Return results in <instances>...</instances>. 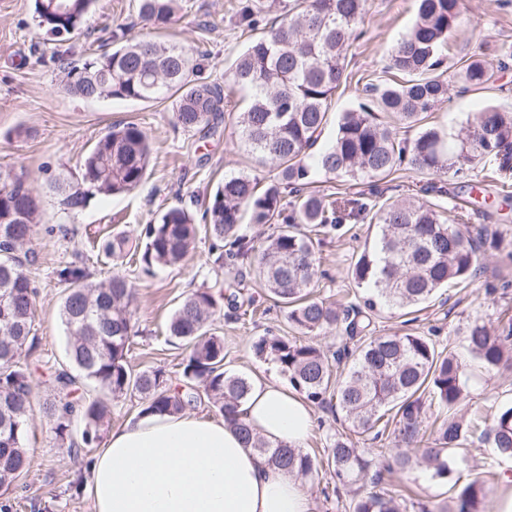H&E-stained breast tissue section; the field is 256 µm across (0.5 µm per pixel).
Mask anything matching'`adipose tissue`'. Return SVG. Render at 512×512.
I'll use <instances>...</instances> for the list:
<instances>
[{
	"label": "adipose tissue",
	"mask_w": 512,
	"mask_h": 512,
	"mask_svg": "<svg viewBox=\"0 0 512 512\" xmlns=\"http://www.w3.org/2000/svg\"><path fill=\"white\" fill-rule=\"evenodd\" d=\"M240 413L274 445L302 446L314 426L310 404L279 384H254ZM89 471L92 512H314L306 486L234 426L185 411L113 429Z\"/></svg>",
	"instance_id": "ef3b65f1"
}]
</instances>
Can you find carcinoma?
Segmentation results:
<instances>
[{
  "label": "carcinoma",
  "instance_id": "obj_1",
  "mask_svg": "<svg viewBox=\"0 0 512 512\" xmlns=\"http://www.w3.org/2000/svg\"><path fill=\"white\" fill-rule=\"evenodd\" d=\"M94 0H33L38 25L63 43L90 12ZM366 0H237L234 16L251 33L224 82L200 77L193 52L156 39L127 38L116 32L99 52L79 63H64V88L77 97L99 101L122 99L172 101V124L184 131L216 129L224 118V84L250 91L239 113L240 138L258 164L277 170L274 181L258 190L248 173L224 177L202 214L214 239L225 249L216 261L252 270L287 310L288 322L305 333L336 328L342 346L329 355L314 342L262 336L255 354L277 365L293 390L321 405L336 398L349 431L382 442L389 437L423 450L431 477L446 481L455 507L422 506V512H492L488 491L477 480L461 482L456 452L467 443H487L499 458H512V406L501 407L492 421L468 411V366L455 352L438 349L427 336L398 331L377 336L382 308L405 310L432 300L450 285H468L477 275L478 242L496 243L497 232L473 233L469 215L454 205L446 209L428 201L377 200L363 194L343 209L330 196L310 190L311 167L342 181L376 183L405 168L419 174L465 178L478 164L491 166L504 193L512 199V111L487 104L448 134L423 125L428 114L448 101L459 84L463 91L489 89L495 71L512 59V47L497 61L470 56L452 73L443 69L450 36L461 16V0H418L417 16L394 46L384 73L390 78L365 87L368 101L340 117L336 136L320 144L332 97L348 81L349 53L361 36ZM180 0H138V15L156 30L176 21ZM276 14L275 21L267 16ZM383 113L389 122L377 121ZM419 127L412 138L399 137L392 124ZM152 141L134 122L115 125L88 152L82 184L54 183L64 209L77 213L95 196L104 198L138 188L147 175ZM23 175L0 173V491L7 492L30 468L27 453L35 368L30 353L37 290L25 271L34 252L30 244L41 223L39 202ZM250 223L266 224L272 233L257 245L241 233L243 213ZM370 218L376 233L365 240L350 268L360 302L332 307L312 296L318 277L316 239L342 235L348 220ZM197 224L186 209L173 207L149 224L139 237L102 240L108 257L131 255L143 270L176 266L196 248ZM64 285L60 318L68 333L66 367L55 371L53 401L43 412L54 423L56 438L78 452L100 438L109 423L107 407L94 397L136 396L142 414L178 413L198 394L172 386L161 368L135 372L127 354L134 333L130 306L134 288L120 274L94 283L88 266L58 271ZM221 311L209 288L191 293L173 313L169 336L188 345L184 383L203 389L224 420L269 463L299 478L320 467L301 448L273 446L256 436L240 417L252 380L224 369V342L209 333ZM467 352L488 373L512 372V314L505 309L496 323L480 315L464 332ZM445 416L422 429L426 405ZM82 428L75 434L74 418ZM326 465L336 479L335 492H350L370 481L374 490L352 499V512H405L392 491L381 487L384 473H405L407 453L387 462L366 457L349 435H336Z\"/></svg>",
  "mask_w": 512,
  "mask_h": 512
}]
</instances>
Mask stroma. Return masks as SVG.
<instances>
[{"label": "stroma", "instance_id": "35a3bbf8", "mask_svg": "<svg viewBox=\"0 0 512 512\" xmlns=\"http://www.w3.org/2000/svg\"><path fill=\"white\" fill-rule=\"evenodd\" d=\"M235 3L185 0L180 20L160 37L194 47L201 55L203 76L223 79L249 41L234 24ZM137 5L138 0H96L62 56L35 21L32 0H0V172L24 175L43 212L32 242L36 259L27 267L39 292L35 314L38 343L32 354L39 369L32 382L36 410L30 421L31 465L17 486L0 499L8 504L9 512H91L84 462L93 451L70 452L59 443L52 422L41 410L54 395L51 370L64 360L66 334L59 316L63 286L58 271L83 257L93 281L115 273L125 275L135 287L131 311L137 330L127 355L129 365L137 372L163 368L172 383H179L188 352L166 337L171 316L196 289L225 290L234 280V270L217 263L213 240L203 229L198 232L195 252L181 266H157L148 272L128 261L98 254L95 244L120 233L139 236L146 225L156 223L172 207L201 216L224 177L250 173L265 185L275 176L272 166L255 162L238 135L236 122L248 102L246 90L228 86L224 122L219 132L208 137L174 128L166 103L85 100L64 90V60L87 57L96 48L97 38L119 24L132 25L133 35H143ZM416 12L417 0H367L365 34L351 49V76L345 89L332 98L323 141L334 138L341 113L363 102L365 81L382 79L390 51L411 28ZM451 45L447 60L451 67L461 57L478 54L492 58L501 47L512 45V0H464ZM489 100L512 110V69L496 73L487 90L450 91L447 102L431 112L427 123L460 127ZM130 121L139 124L153 143V160L144 183L128 193L94 198L78 213H62L52 190L54 182L75 181L98 138L112 125ZM471 175L482 188L480 194L466 196L470 223L497 229L499 245L481 251V271L473 283L436 296L417 311L410 324L413 331L431 337L439 347L458 353L463 350L462 331L472 313L492 320L498 306L512 305V262L505 259L512 251V206L500 202L481 206L478 196L494 199L496 192L483 184L481 169L472 170ZM352 227L351 234L325 239L316 247L323 276L314 285V295L332 305H346L355 299L348 272L370 228L365 220L353 222ZM238 304V309L221 311L210 325L211 333L224 341L225 369L256 383H284L274 364L255 355L253 344L262 336H284L304 343L307 335L289 324L286 311L254 274L244 273ZM468 369L473 407L486 411L512 405V374L486 372L473 359ZM315 415L316 427L303 449L322 459L345 426L337 418L334 403L316 408ZM420 455V450H413V469L394 476L396 489L408 499L447 503L446 483L431 479ZM506 475L512 477L511 461L500 460L484 447L470 448L463 476L484 481L491 499H499Z\"/></svg>", "mask_w": 512, "mask_h": 512}]
</instances>
